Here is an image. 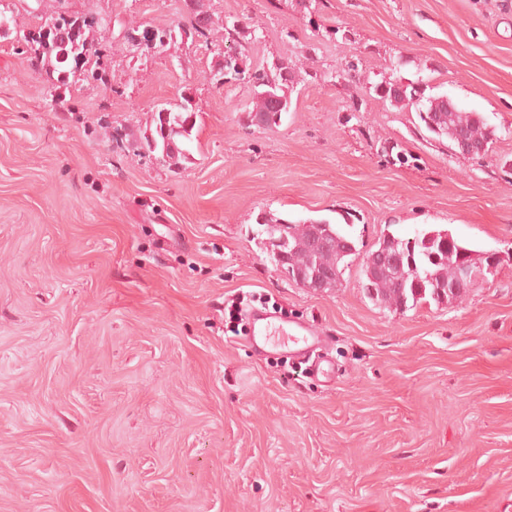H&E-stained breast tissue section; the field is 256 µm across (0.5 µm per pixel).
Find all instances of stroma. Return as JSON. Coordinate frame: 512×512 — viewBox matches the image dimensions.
I'll use <instances>...</instances> for the list:
<instances>
[{
    "instance_id": "1",
    "label": "stroma",
    "mask_w": 512,
    "mask_h": 512,
    "mask_svg": "<svg viewBox=\"0 0 512 512\" xmlns=\"http://www.w3.org/2000/svg\"><path fill=\"white\" fill-rule=\"evenodd\" d=\"M203 2L201 37L191 0H0V512H512V0ZM63 12L97 50L64 84L22 41ZM146 27L163 53L126 40ZM283 62L288 110L251 126L250 75ZM392 80L482 114L488 156ZM173 103L176 161L141 146ZM264 214L345 224L338 288L289 280ZM422 226L493 268L376 305L363 253ZM254 307L329 336L335 383L254 351ZM153 29L155 30L156 43L153 39L152 34L147 35V39H144L142 36L136 35L137 41L140 42L141 44H137V43L135 44V40L132 35H130L128 37V41H131V43L134 46H136L137 48H140L146 52H151L150 50L153 49V46L155 49V51H153V53L163 52V51H165L169 41L173 38V32L171 29H166V28H153ZM154 43H155V45H154ZM146 44H148L151 47V49L148 46H145ZM396 83H388L386 94L380 95L381 98L389 100L392 105L400 108L406 107L410 103L414 104L423 98L422 95L424 92L421 93L413 84L407 85L405 90L401 93L397 89H394ZM161 110H162V112H160V108H157L154 113L156 137H154L153 140L156 143L155 150L160 149L161 152L163 151L162 156L164 158H167V153L170 152L171 149H173L172 143H169L167 145L168 133H169L168 128L165 126V129L163 132V136L165 137V147H164V140H163L164 137L162 135H160V133L158 131V128L161 130L163 129L164 121H165V123L171 128L170 137L173 140V142L177 148L176 153L172 154V155L168 154V157L170 159H172L175 157H179L181 155H185L184 152L186 150L183 148V144L180 143L175 137L178 136V137L188 138L190 136V130L192 129V126H193V121L191 122V117H192L191 112H189V110L186 108H183L182 111H177V112H171L170 111L171 109H169L167 107H162ZM163 112H168V115L165 120L163 119V116H162ZM163 147H164V150H163Z\"/></svg>"
}]
</instances>
